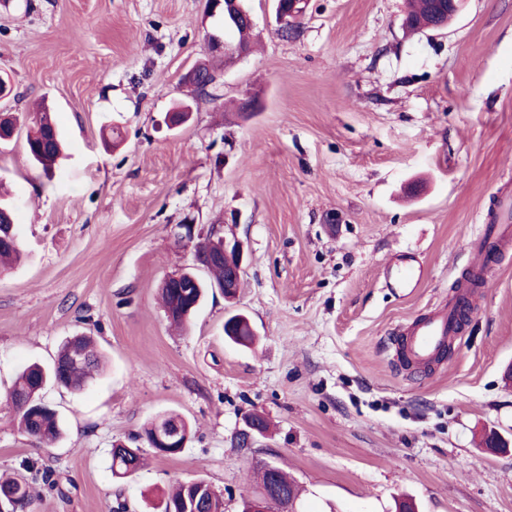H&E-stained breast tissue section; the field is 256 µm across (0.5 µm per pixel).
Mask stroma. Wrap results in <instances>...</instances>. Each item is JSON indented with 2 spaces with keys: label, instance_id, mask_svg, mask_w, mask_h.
Segmentation results:
<instances>
[{
  "label": "stroma",
  "instance_id": "stroma-1",
  "mask_svg": "<svg viewBox=\"0 0 512 512\" xmlns=\"http://www.w3.org/2000/svg\"><path fill=\"white\" fill-rule=\"evenodd\" d=\"M256 42L224 63L207 0H6L0 141L23 262L0 272V473L32 481L28 512H151L172 484L202 479L238 512L254 470L277 462L298 512H512V250L478 288L449 356L404 369L393 335L452 301L478 260L465 234L512 197V0H465L443 31L407 34L405 0H308L297 36L276 33L273 0H245ZM216 80L189 121L166 118L196 63ZM256 99L257 110L239 106ZM65 157L44 175L26 150L38 103ZM219 222L244 249L234 301L207 296L170 327L162 281L191 262L173 225ZM422 281L386 287L393 255ZM246 315L251 347L224 335ZM94 336L103 371L79 391L41 392L64 428L38 445L6 398L18 372L52 366ZM175 412L183 450L149 447L145 424ZM248 413L267 437L238 447ZM142 448L112 474L113 444ZM50 469L60 493L33 482Z\"/></svg>",
  "mask_w": 512,
  "mask_h": 512
}]
</instances>
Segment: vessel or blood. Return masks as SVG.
<instances>
[{
	"instance_id": "obj_1",
	"label": "vessel or blood",
	"mask_w": 512,
	"mask_h": 512,
	"mask_svg": "<svg viewBox=\"0 0 512 512\" xmlns=\"http://www.w3.org/2000/svg\"><path fill=\"white\" fill-rule=\"evenodd\" d=\"M499 223L483 225L474 239L475 249L482 258L498 257L507 244V233L512 230L508 216L512 215V207L507 202L497 204ZM395 265L399 270L394 282L395 287L411 288L417 286L422 269L406 258H398ZM458 333L455 308L448 305L412 322L403 336L399 338V350L404 360L419 367L432 366L440 351L447 346L449 340Z\"/></svg>"
}]
</instances>
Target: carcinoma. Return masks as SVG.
Returning a JSON list of instances; mask_svg holds the SVG:
<instances>
[{
    "label": "carcinoma",
    "mask_w": 512,
    "mask_h": 512,
    "mask_svg": "<svg viewBox=\"0 0 512 512\" xmlns=\"http://www.w3.org/2000/svg\"><path fill=\"white\" fill-rule=\"evenodd\" d=\"M406 16L410 20L409 30L420 31L434 23L429 15L428 0H408ZM252 31L246 21L224 27V38L241 45H249ZM61 135L58 127L51 125L47 117L33 122V127L26 136V149L35 165L43 172L54 168L61 154ZM221 227L211 225L206 236L193 250L214 252L222 245ZM22 250L12 209L0 202V269L17 262ZM208 274L209 280L201 279L193 266L184 268L182 280L191 284L188 292L171 288L162 284L161 299L167 317L176 325L184 324L199 308L207 289H218L224 284V264L217 261L204 262L201 265ZM100 363V357L88 336H76L69 341L54 365L45 369L38 364L27 366L19 374L9 397L13 405L14 416L18 425L28 436L45 444L53 443L61 438L63 429L57 412L45 404L40 393L48 382L59 386L80 390L93 378ZM35 396V403L27 407L21 404V398ZM171 424H178L182 430V441H188L190 429L188 422L178 415L165 414L153 421L145 429V438L149 445L157 451L174 455L181 452L179 448H163L155 441L156 432ZM142 464L140 449L128 448L122 444L113 446L112 472L118 477H125L136 472ZM260 488L270 485L277 487L284 497L277 499L276 506L281 512H293V504L300 495L297 484L278 466L268 470L261 465L257 468ZM0 491L14 497L13 512H27L31 494L28 486L13 477L0 480ZM155 512H224V497L216 493L203 480L189 481L179 484L176 489L155 506Z\"/></svg>",
    "instance_id": "carcinoma-1"
}]
</instances>
